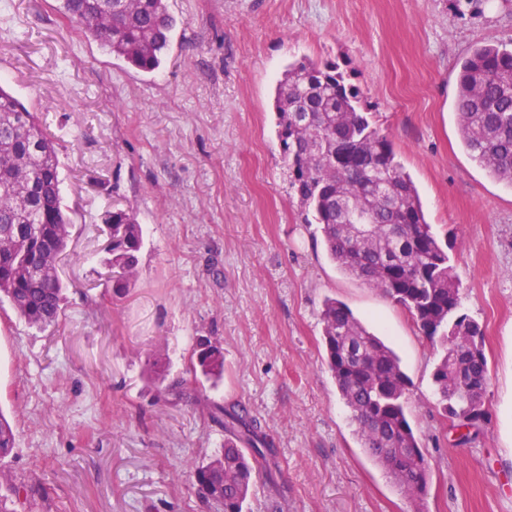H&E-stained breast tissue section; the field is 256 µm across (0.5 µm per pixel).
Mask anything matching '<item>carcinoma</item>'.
I'll list each match as a JSON object with an SVG mask.
<instances>
[{
	"label": "carcinoma",
	"mask_w": 512,
	"mask_h": 512,
	"mask_svg": "<svg viewBox=\"0 0 512 512\" xmlns=\"http://www.w3.org/2000/svg\"><path fill=\"white\" fill-rule=\"evenodd\" d=\"M63 13L113 57L146 73L163 64L173 28L166 0H61ZM455 111L462 143L490 176L512 183V51L484 45L460 66ZM278 139L290 186L313 213L331 259L404 307L436 347L432 380L443 416L477 430L489 385L484 334L461 312L451 258L427 223L417 188L379 133L358 87L336 64L288 65L275 93ZM112 288L128 287L143 243L131 210L105 216ZM71 223L61 195L55 142L36 113L0 85V298L37 328L57 321L62 284L57 262ZM326 362L358 427L361 446L402 492L418 497L429 466L407 412L411 382L396 352L336 299L320 311ZM150 371L162 391L184 395L186 380L166 383L169 363ZM189 373L217 386L224 349L203 341ZM224 428V445L192 467L209 512H245L257 477L239 445L264 457L257 419L245 407L210 413ZM16 437L0 413V460Z\"/></svg>",
	"instance_id": "obj_1"
}]
</instances>
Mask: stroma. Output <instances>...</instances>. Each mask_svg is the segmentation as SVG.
I'll return each mask as SVG.
<instances>
[{
    "mask_svg": "<svg viewBox=\"0 0 512 512\" xmlns=\"http://www.w3.org/2000/svg\"><path fill=\"white\" fill-rule=\"evenodd\" d=\"M159 72L107 54L59 0H0V84L54 138L72 222L65 302L40 330L0 305V471L17 512H207L189 465L224 443L240 404L271 448L249 512H512V183L462 145L460 65L512 44V0H168ZM333 62L357 86L447 243L461 308L484 332L488 417L462 444L443 417L438 353L411 315L341 271L289 186L274 92L289 62ZM144 229L135 278L105 280L103 217ZM344 302L400 355L429 464L407 497L364 451L324 361L319 312ZM224 380L164 398L146 359L184 372L198 342Z\"/></svg>",
    "mask_w": 512,
    "mask_h": 512,
    "instance_id": "35a3bbf8",
    "label": "stroma"
}]
</instances>
